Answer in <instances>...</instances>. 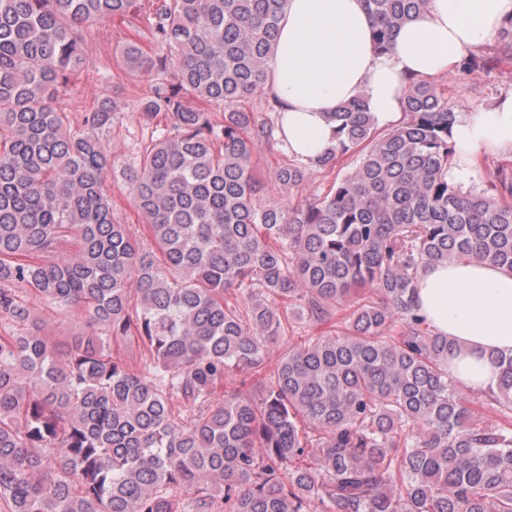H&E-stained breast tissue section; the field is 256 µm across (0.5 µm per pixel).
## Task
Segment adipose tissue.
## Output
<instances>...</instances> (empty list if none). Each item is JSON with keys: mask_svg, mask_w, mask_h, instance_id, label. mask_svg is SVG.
<instances>
[{"mask_svg": "<svg viewBox=\"0 0 512 512\" xmlns=\"http://www.w3.org/2000/svg\"><path fill=\"white\" fill-rule=\"evenodd\" d=\"M509 20L512 0H429L382 53L373 45L374 21L364 0H288L269 60V93L281 103L280 140L289 155L316 160L333 143L326 113L359 97L379 123H394L409 82L453 71ZM452 142L448 181L471 184L482 157L512 152V94L457 117ZM413 303L436 331L460 345L448 359L451 378L475 392L495 387L497 356H512V270L431 264L418 275Z\"/></svg>", "mask_w": 512, "mask_h": 512, "instance_id": "1", "label": "adipose tissue"}]
</instances>
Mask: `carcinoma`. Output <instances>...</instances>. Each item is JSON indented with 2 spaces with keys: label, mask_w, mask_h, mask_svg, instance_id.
<instances>
[{
  "label": "carcinoma",
  "mask_w": 512,
  "mask_h": 512,
  "mask_svg": "<svg viewBox=\"0 0 512 512\" xmlns=\"http://www.w3.org/2000/svg\"><path fill=\"white\" fill-rule=\"evenodd\" d=\"M365 3L385 53L427 0ZM286 4L0 0L4 512H512V357L482 393L500 422L470 421L448 375L460 346L412 304L430 264L512 270V167L482 193L448 183L455 112L417 82L399 126L380 130L359 97L326 113L335 143L315 162L274 171L289 191L359 152L325 194L265 195L256 147L275 126L250 100L268 87ZM117 18L163 48L117 50L150 77L140 119L170 117L122 171L147 245L113 214L104 134L118 102L76 127L59 103L86 65L74 25ZM479 63L512 65V23L456 76ZM359 290L376 299L271 359L294 317L326 323ZM40 305L84 331L54 342ZM119 339L143 347L139 365L113 357Z\"/></svg>",
  "instance_id": "1"
}]
</instances>
